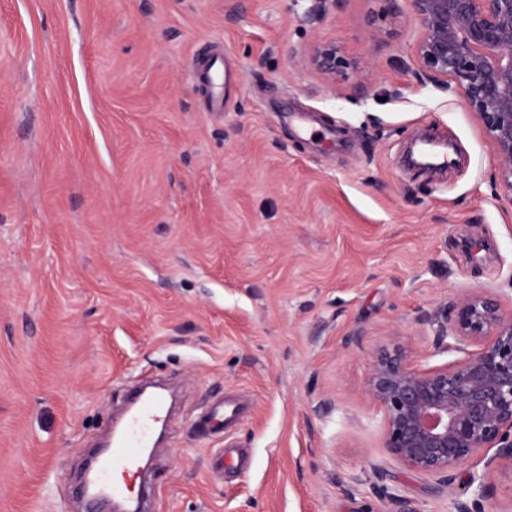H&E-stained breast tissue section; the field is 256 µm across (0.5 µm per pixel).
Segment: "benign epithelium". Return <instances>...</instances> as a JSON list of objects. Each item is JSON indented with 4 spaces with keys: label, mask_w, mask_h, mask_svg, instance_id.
Wrapping results in <instances>:
<instances>
[{
    "label": "benign epithelium",
    "mask_w": 512,
    "mask_h": 512,
    "mask_svg": "<svg viewBox=\"0 0 512 512\" xmlns=\"http://www.w3.org/2000/svg\"><path fill=\"white\" fill-rule=\"evenodd\" d=\"M411 2L419 74L459 90L494 147L496 197L512 205V0ZM308 56L332 84L368 67L333 43L313 44ZM411 345L396 331L372 357L366 391L382 414V447L447 486L469 467L471 498L457 501L455 512H486L489 469L512 464V307L483 289L449 301L432 340L435 351L459 354L449 364L426 367L411 358Z\"/></svg>",
    "instance_id": "obj_1"
}]
</instances>
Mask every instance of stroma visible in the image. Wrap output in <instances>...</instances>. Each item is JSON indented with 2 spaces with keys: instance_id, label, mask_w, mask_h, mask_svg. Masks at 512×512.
<instances>
[{
  "instance_id": "1",
  "label": "stroma",
  "mask_w": 512,
  "mask_h": 512,
  "mask_svg": "<svg viewBox=\"0 0 512 512\" xmlns=\"http://www.w3.org/2000/svg\"><path fill=\"white\" fill-rule=\"evenodd\" d=\"M314 5L0 0V512H86L136 376L180 383L152 512H455L467 469L393 461L366 379L398 330L453 361L454 296L512 302V206L459 91L414 75L411 0ZM317 42L369 66L329 83ZM422 135L446 167H408ZM224 398L237 422L201 431ZM229 447L247 469L215 468ZM200 79L204 85L210 89V110L216 112L223 106V81H224V68L222 61L216 57L214 60L208 62L206 67L200 74Z\"/></svg>"
}]
</instances>
